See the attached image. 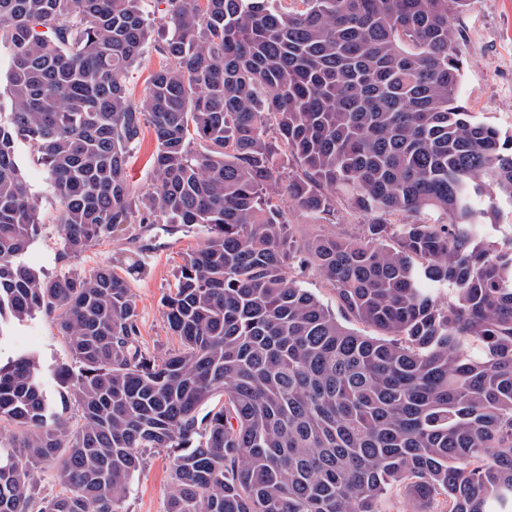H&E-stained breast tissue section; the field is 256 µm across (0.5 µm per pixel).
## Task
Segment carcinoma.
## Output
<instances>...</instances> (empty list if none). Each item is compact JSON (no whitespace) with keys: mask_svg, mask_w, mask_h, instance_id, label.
<instances>
[{"mask_svg":"<svg viewBox=\"0 0 512 512\" xmlns=\"http://www.w3.org/2000/svg\"><path fill=\"white\" fill-rule=\"evenodd\" d=\"M141 0H0V343L54 316L72 365L56 418L39 361L0 363V512H121L147 453L167 512H512V135L463 105L454 17L471 0H166L167 63L130 97ZM153 191L126 177L144 128ZM27 143L77 257L127 224L202 235L163 300L174 350L140 345L109 265L54 279ZM287 195L291 208L280 203ZM372 220L299 244L293 216ZM312 269L355 331L300 286ZM224 393V403L204 405ZM61 489L39 496L35 472ZM485 225L486 233L491 240L497 242L500 246L507 245L512 233V207L502 205L498 213L487 220Z\"/></svg>","mask_w":512,"mask_h":512,"instance_id":"carcinoma-1","label":"carcinoma"}]
</instances>
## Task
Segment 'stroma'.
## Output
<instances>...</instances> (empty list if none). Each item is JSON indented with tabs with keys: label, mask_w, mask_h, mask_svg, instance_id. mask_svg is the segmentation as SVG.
I'll list each match as a JSON object with an SVG mask.
<instances>
[{
	"label": "stroma",
	"mask_w": 512,
	"mask_h": 512,
	"mask_svg": "<svg viewBox=\"0 0 512 512\" xmlns=\"http://www.w3.org/2000/svg\"><path fill=\"white\" fill-rule=\"evenodd\" d=\"M147 11L149 38L140 60L127 76L128 91L135 98L144 94L151 74L165 64L161 48L172 33L164 0H149ZM454 23L457 51L464 61L463 102L477 120L512 134V0H473ZM16 155L32 185L39 221L29 263L47 277L103 263L112 265L126 276L132 288L143 347L155 352L177 348L178 342L164 317L162 298L172 287L186 253L201 244V237L173 224H134L79 257L67 256L60 244V206L45 185L43 167L26 144L17 145ZM295 221V236L304 242L317 234L359 235L367 218L343 208L332 224L313 225L300 215ZM133 251L143 256L141 270H129L125 262ZM19 353L33 354L45 366L54 412L64 419L72 416L75 407L69 390L55 373L57 366L70 365L72 359L53 316L39 312L14 326L12 340L0 347V358L5 360ZM169 485L168 454L163 449L154 451L136 473L123 512H167Z\"/></svg>",
	"instance_id": "1"
}]
</instances>
